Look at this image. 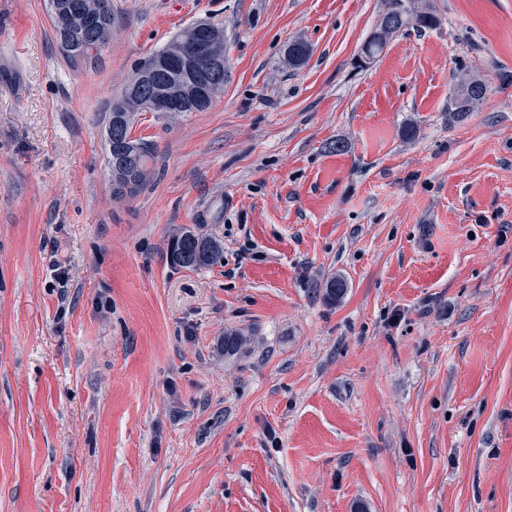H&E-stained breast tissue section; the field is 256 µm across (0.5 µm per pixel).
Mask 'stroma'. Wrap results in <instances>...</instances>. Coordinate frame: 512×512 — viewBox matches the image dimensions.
<instances>
[{"instance_id":"1","label":"stroma","mask_w":512,"mask_h":512,"mask_svg":"<svg viewBox=\"0 0 512 512\" xmlns=\"http://www.w3.org/2000/svg\"><path fill=\"white\" fill-rule=\"evenodd\" d=\"M46 3L0 0V512H512V0L366 67L382 0H114L94 69ZM199 22L224 92L139 113L115 198L112 100ZM186 226L223 261L171 268ZM454 92L448 97V115L454 120L461 121L486 100L490 93V86L479 78L475 84L464 90L465 97L461 104L455 99Z\"/></svg>"}]
</instances>
